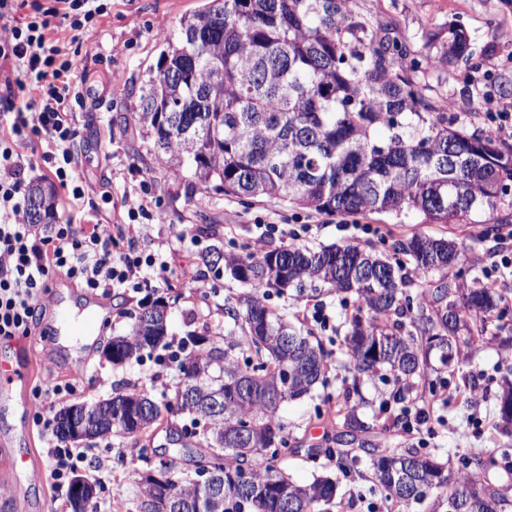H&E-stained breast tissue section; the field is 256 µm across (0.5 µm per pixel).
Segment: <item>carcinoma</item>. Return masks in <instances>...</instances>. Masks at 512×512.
Instances as JSON below:
<instances>
[{
  "instance_id": "1",
  "label": "carcinoma",
  "mask_w": 512,
  "mask_h": 512,
  "mask_svg": "<svg viewBox=\"0 0 512 512\" xmlns=\"http://www.w3.org/2000/svg\"><path fill=\"white\" fill-rule=\"evenodd\" d=\"M346 0H205L166 40L157 69L142 82L136 117L155 158L189 189L209 186L226 197L269 201L320 214L360 217L415 213L424 224H485L483 239L512 220V144L482 129L457 127L423 89L393 69L398 45L361 36ZM444 55L470 61L462 28L448 27ZM30 224H58L55 194L30 187ZM417 275L399 261L354 245L313 250L280 245L258 253H227L217 245L201 255L200 274L227 277L248 288L224 301V335L189 337L193 350L180 362L183 378L158 402L146 386L118 384L112 402L147 406L139 425L99 427L139 447L156 424L172 425L194 448H176L162 463L184 512H332L338 482L317 476L306 485L281 467L288 431L281 407L314 396L326 381L331 354L310 331L268 306L272 293L319 284L356 296L343 337L353 364L337 448H309L348 474L371 460L375 485L393 503L423 512H509L512 500L480 474L501 465L493 455L473 458L475 469L452 472L432 452L412 445L385 448L360 439L368 430L356 415L360 377L388 371L392 396L407 400L414 379L432 367H451L461 348L485 339L504 313L505 293L478 281L469 288L448 269L461 247L448 237L415 234L395 244ZM165 297L142 305L128 333L112 337V365L138 361L168 347ZM223 394L219 409L210 391ZM108 400L101 401L106 405ZM498 414L512 424V388L498 396ZM359 448H353V444ZM217 453L224 493L200 499L198 460ZM167 504L150 478L140 482L138 512H164Z\"/></svg>"
}]
</instances>
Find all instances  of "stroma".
I'll return each instance as SVG.
<instances>
[{"instance_id":"1","label":"stroma","mask_w":512,"mask_h":512,"mask_svg":"<svg viewBox=\"0 0 512 512\" xmlns=\"http://www.w3.org/2000/svg\"><path fill=\"white\" fill-rule=\"evenodd\" d=\"M201 5L202 0H112L109 14L81 37L74 77L85 104L72 112L77 131L74 148L87 203L73 213L64 199L56 201L62 219L85 224L97 214L108 213L113 223L120 224L127 220L126 195L147 186L162 216L154 220L145 248L155 250L178 237L186 239L184 248L171 258L167 285L158 290L162 296L177 295L168 308L170 337L198 334L206 326L222 332L224 300L241 290L238 283L212 276L205 280V293L194 295L185 288L183 271L198 272L200 255L214 240L197 235L199 224L216 225V238H221L225 250L238 253L254 251L260 240L268 246L289 244L293 231L299 233L303 246L371 245L387 253L397 241L416 233L449 236L463 245L453 270L459 281L469 284L494 278L501 289H512V269L491 261L495 253L512 252V237L480 240L478 224H425L415 214L396 224L383 214L328 216L266 202L244 203L212 190L188 194L185 181L158 162L141 140L135 112L139 88L147 72L156 69L166 38ZM346 6L369 30L407 47L410 55L396 59V70L419 85L430 102L451 99L456 124L490 126V113L501 111L505 102L498 86L512 81V0H347ZM451 23L469 36L474 49L471 62L443 58V31ZM263 222L280 224L281 233L261 238L258 226ZM144 298V293L130 290L104 296L107 315L88 351L77 346L67 352L56 350L54 332L43 321L32 336L0 340V360L30 365L37 379L49 367L59 378L73 380L74 390L64 400L68 406L111 397L116 381L146 385L159 374L167 384H174L180 376L178 363L158 361L155 354H144L142 360L119 368L103 357L112 337L128 332ZM269 303L302 321L317 306L330 320L329 328L319 333L331 354L327 385L318 389L316 397L281 408L292 448L285 466L294 482L307 484L316 476L336 473L333 462L324 457L307 460L304 451L331 447L339 431L336 407L352 383L351 372L344 368L341 342L354 305L326 292L312 299L274 295ZM507 379L512 380V349H502L492 340L466 350L455 371H429L409 393L405 404L409 408L433 405L441 424L429 446L450 469H457L461 455L473 451L497 455L512 448V429H502L496 411L497 396ZM17 409L16 398H0V512H70L67 497H56L49 479L21 486L10 480L6 462L12 453H33L35 465L44 464V440L32 421L16 418ZM88 451L106 464L102 470L78 469L100 485L97 512H136L140 473L147 467L138 449L132 448L130 439L112 436L93 441Z\"/></svg>"}]
</instances>
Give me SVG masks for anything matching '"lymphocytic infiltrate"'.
<instances>
[{
	"label": "lymphocytic infiltrate",
	"instance_id": "lymphocytic-infiltrate-1",
	"mask_svg": "<svg viewBox=\"0 0 512 512\" xmlns=\"http://www.w3.org/2000/svg\"><path fill=\"white\" fill-rule=\"evenodd\" d=\"M109 0H0V100L25 99L23 108L0 113V340L30 336L37 325L56 273L104 295L112 289L140 290L166 283L171 272L164 251L145 254L139 240L148 234L143 200L128 203L125 224H31L26 220L25 173L45 165L78 209L85 189L71 150L74 137L70 104L79 100L72 75L75 57L57 38L58 28L80 36L109 13ZM69 382L45 374L32 396L38 406L33 423L44 437L45 466L55 491H63L70 472L87 454L55 443L50 409L72 390Z\"/></svg>",
	"mask_w": 512,
	"mask_h": 512
}]
</instances>
